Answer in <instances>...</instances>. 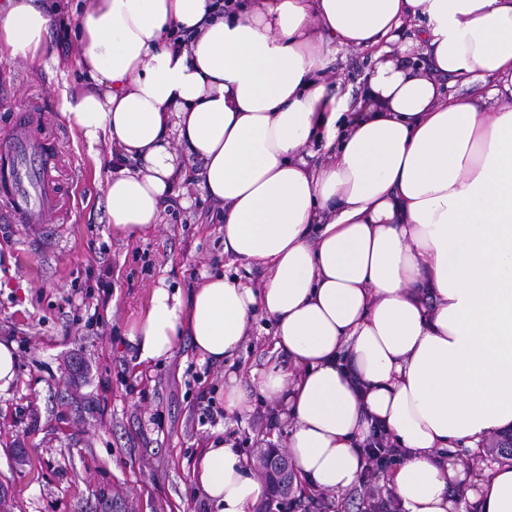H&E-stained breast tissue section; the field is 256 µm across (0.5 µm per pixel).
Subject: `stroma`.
I'll list each match as a JSON object with an SVG mask.
<instances>
[{
  "instance_id": "35a3bbf8",
  "label": "stroma",
  "mask_w": 512,
  "mask_h": 512,
  "mask_svg": "<svg viewBox=\"0 0 512 512\" xmlns=\"http://www.w3.org/2000/svg\"><path fill=\"white\" fill-rule=\"evenodd\" d=\"M64 29H51L47 55L33 63L0 50V134L37 114L59 154L57 205L44 224L0 228V340L15 344L18 376L0 392V512H213L191 481L194 457L217 436L234 435L248 460L287 445L274 409H253L218 424L202 422L199 393L224 407V368L203 362L190 340L171 360L138 362L128 340L158 282L188 289L221 273L260 287L264 271L224 254L217 206L198 186L191 203L174 193L161 224L130 240L113 235L104 185L108 148L91 154L61 113V91L90 79L78 19L86 0H43ZM366 52L338 50L331 82L361 93ZM112 295L99 306L98 285ZM274 325L257 315L235 366L243 387L251 371L285 364ZM364 487L339 495L299 484L281 512H366Z\"/></svg>"
}]
</instances>
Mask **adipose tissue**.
<instances>
[{
	"label": "adipose tissue",
	"instance_id": "1",
	"mask_svg": "<svg viewBox=\"0 0 512 512\" xmlns=\"http://www.w3.org/2000/svg\"><path fill=\"white\" fill-rule=\"evenodd\" d=\"M210 2L88 0L92 86L61 97L89 152L114 149V233L160 224L192 160L222 206L225 254L266 272L258 289L222 274L187 293L159 283L128 332L139 362L190 338L230 367L225 413L251 411L232 365L264 313L289 364L255 382L313 489L359 486L382 429L405 450L389 481L402 512H512V466L478 476L455 454L512 428V0H259L221 15ZM52 24L33 0H6L0 45L43 59ZM177 30L199 36L177 47ZM337 46L373 57L359 96L325 79ZM313 142L329 162L309 163ZM192 480L216 512L267 495L221 438Z\"/></svg>",
	"mask_w": 512,
	"mask_h": 512
}]
</instances>
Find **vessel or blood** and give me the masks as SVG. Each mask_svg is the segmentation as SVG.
I'll return each mask as SVG.
<instances>
[{
  "mask_svg": "<svg viewBox=\"0 0 512 512\" xmlns=\"http://www.w3.org/2000/svg\"><path fill=\"white\" fill-rule=\"evenodd\" d=\"M56 165L36 117H24L12 133L0 136V216L7 223L42 222L56 202Z\"/></svg>",
  "mask_w": 512,
  "mask_h": 512,
  "instance_id": "1",
  "label": "vessel or blood"
}]
</instances>
